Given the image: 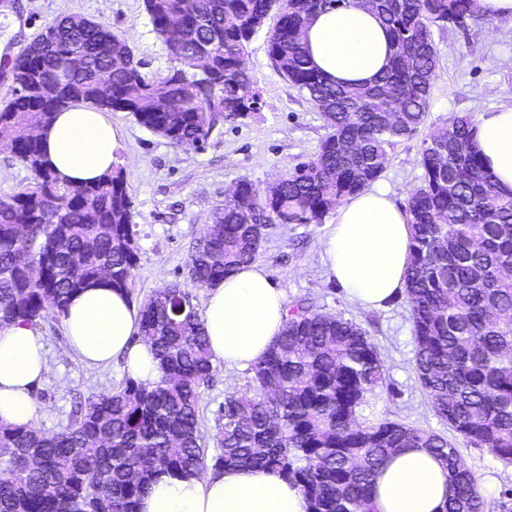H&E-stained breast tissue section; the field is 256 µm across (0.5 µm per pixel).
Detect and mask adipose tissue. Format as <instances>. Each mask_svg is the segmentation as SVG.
<instances>
[{"label": "adipose tissue", "mask_w": 512, "mask_h": 512, "mask_svg": "<svg viewBox=\"0 0 512 512\" xmlns=\"http://www.w3.org/2000/svg\"><path fill=\"white\" fill-rule=\"evenodd\" d=\"M313 64L336 82L373 80L388 64L390 36L374 13L358 6L314 14L305 29ZM45 158L73 184L92 182L115 163L119 131L109 113L82 103L42 129ZM475 144L497 187L512 192V106L480 117ZM409 214L375 187L341 205L322 241L330 278L360 305L380 309L403 293L410 262ZM286 316L283 293L259 264L241 267L211 286L203 322L214 360L246 369L264 358ZM140 310L123 292L100 283L73 296L63 315L70 352L90 366L119 360L129 376L151 384L161 375L150 346L137 341ZM48 350L35 326L0 324V423H34L32 392L49 372ZM453 495L446 465L424 448L391 457L375 476L374 512H443ZM302 491L282 474L227 467L181 478L161 474L138 512H309Z\"/></svg>", "instance_id": "ef3b65f1"}]
</instances>
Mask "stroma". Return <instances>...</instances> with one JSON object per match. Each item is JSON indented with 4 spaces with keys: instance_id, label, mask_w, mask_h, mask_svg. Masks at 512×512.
<instances>
[{
    "instance_id": "35a3bbf8",
    "label": "stroma",
    "mask_w": 512,
    "mask_h": 512,
    "mask_svg": "<svg viewBox=\"0 0 512 512\" xmlns=\"http://www.w3.org/2000/svg\"><path fill=\"white\" fill-rule=\"evenodd\" d=\"M18 12L0 14V54L18 53L46 21L61 14L102 20L124 38L147 76L167 72L165 45L153 32L142 0H17ZM438 77L433 88L426 127L446 123L456 115L479 120L483 112L512 105V20H480L467 30L434 31ZM246 63L264 101L261 111L245 118L221 121L202 148H181L152 133L125 112L112 115L121 132L116 165L122 168L133 201L139 260L131 299L142 304L158 289L187 281V264L203 235L211 210L224 201L226 190L248 180L259 188L280 179L317 152L328 132L318 108L302 97L272 67L264 36L247 49ZM420 137L402 141L391 152L377 186L389 190L398 204L420 186ZM275 225L257 262L285 301L313 299L321 311L343 314L366 329L378 346L386 381L373 413L437 433L447 426L431 410L414 372L415 347L405 296L387 307L368 309L347 298L330 279L321 257V241L333 223ZM38 329L48 348L51 368L33 391L40 407L38 427L57 431L66 425L77 396L116 388L126 374L121 362L89 367L67 349L62 317H50ZM250 373L218 369L202 394L200 426L209 455L218 449L215 413L230 393L248 389ZM462 458L474 472L490 512H502L500 492L512 486V465H504L484 448L461 447Z\"/></svg>"
}]
</instances>
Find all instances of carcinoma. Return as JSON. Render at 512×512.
<instances>
[{"instance_id":"1","label":"carcinoma","mask_w":512,"mask_h":512,"mask_svg":"<svg viewBox=\"0 0 512 512\" xmlns=\"http://www.w3.org/2000/svg\"><path fill=\"white\" fill-rule=\"evenodd\" d=\"M362 4L391 33L389 68L372 85L342 86L311 65L308 18ZM153 31L177 20L171 66L149 78L104 21L69 14L45 23L16 55L0 58L10 82L0 100V142L30 173L0 197V323L34 326L101 280L132 294L138 263L135 211L121 169L73 186L45 163L39 131L79 102L127 112L176 146L203 143L223 115L263 104L247 44L267 34L280 75L325 115L313 159L273 187L240 180L210 214L188 279L211 286L256 261L275 224H320L378 179L389 154L416 135L430 108L438 53L432 30H465L474 0H143ZM276 18L266 28L270 18ZM474 126L455 115L421 142L422 183L409 196L411 260L405 294L415 371L434 414L456 435L388 418L361 420L385 382L377 347L359 324L303 298L250 368V394L219 407L212 468L274 469L312 512H371L374 474L390 455L427 448L455 489L446 512H485L456 439L512 464V196L498 192L473 149ZM194 296L179 284L140 308L139 339L163 366L146 386L131 378L90 393L57 432L0 424V512H137L159 471L207 469L199 423L203 389L217 372Z\"/></svg>"}]
</instances>
